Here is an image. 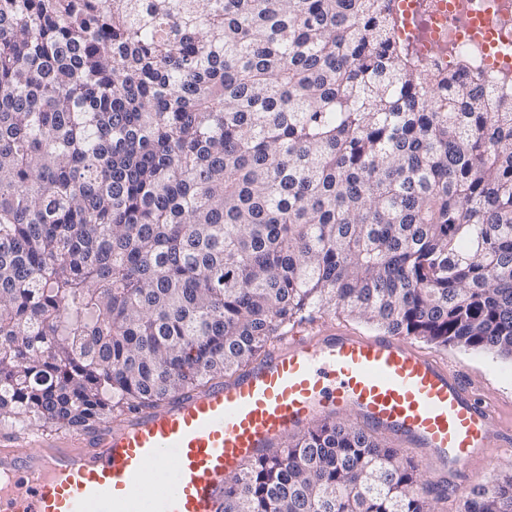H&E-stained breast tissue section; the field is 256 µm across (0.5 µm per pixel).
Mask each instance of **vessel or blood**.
<instances>
[{
	"instance_id": "b4317fda",
	"label": "vessel or blood",
	"mask_w": 512,
	"mask_h": 512,
	"mask_svg": "<svg viewBox=\"0 0 512 512\" xmlns=\"http://www.w3.org/2000/svg\"><path fill=\"white\" fill-rule=\"evenodd\" d=\"M354 413L422 448L439 492L512 447L458 369L388 334L297 336L228 381L64 432L0 431V512H224V484L286 435Z\"/></svg>"
}]
</instances>
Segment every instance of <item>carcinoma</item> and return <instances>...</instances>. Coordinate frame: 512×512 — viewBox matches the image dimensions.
<instances>
[{
  "instance_id": "1",
  "label": "carcinoma",
  "mask_w": 512,
  "mask_h": 512,
  "mask_svg": "<svg viewBox=\"0 0 512 512\" xmlns=\"http://www.w3.org/2000/svg\"><path fill=\"white\" fill-rule=\"evenodd\" d=\"M388 0H0V426L231 378L315 313L512 359V94L422 62ZM323 423L224 512H433ZM512 512V468L460 495Z\"/></svg>"
}]
</instances>
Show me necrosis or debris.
Segmentation results:
<instances>
[{
	"mask_svg": "<svg viewBox=\"0 0 512 512\" xmlns=\"http://www.w3.org/2000/svg\"><path fill=\"white\" fill-rule=\"evenodd\" d=\"M396 37L423 62L465 63L473 72L512 84V0H391Z\"/></svg>",
	"mask_w": 512,
	"mask_h": 512,
	"instance_id": "4bbe7bcc",
	"label": "necrosis or debris"
}]
</instances>
